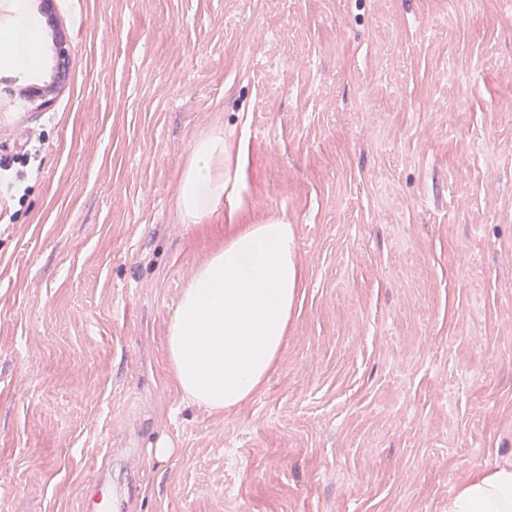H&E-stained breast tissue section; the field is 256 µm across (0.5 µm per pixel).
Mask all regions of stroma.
<instances>
[{
  "label": "stroma",
  "instance_id": "1",
  "mask_svg": "<svg viewBox=\"0 0 512 512\" xmlns=\"http://www.w3.org/2000/svg\"><path fill=\"white\" fill-rule=\"evenodd\" d=\"M53 3L67 81L40 94L47 42L0 67L44 135L0 223V512H79L105 469L126 512H447L512 456V0ZM241 112L303 283L262 387L211 410L166 343L233 227L175 199Z\"/></svg>",
  "mask_w": 512,
  "mask_h": 512
}]
</instances>
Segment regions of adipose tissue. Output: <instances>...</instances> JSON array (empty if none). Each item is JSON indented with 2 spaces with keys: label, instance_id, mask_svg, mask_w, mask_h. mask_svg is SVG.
<instances>
[{
  "label": "adipose tissue",
  "instance_id": "1",
  "mask_svg": "<svg viewBox=\"0 0 512 512\" xmlns=\"http://www.w3.org/2000/svg\"><path fill=\"white\" fill-rule=\"evenodd\" d=\"M21 19L0 29V65L35 70L42 42L26 0ZM23 42L14 52L10 45ZM249 163L235 130L217 128L193 145L176 199L186 224H232L236 231L194 272L169 328L168 352L186 398L209 409H230L261 387L283 345L302 285L291 224L244 221ZM448 512H512V458L476 468L448 500Z\"/></svg>",
  "mask_w": 512,
  "mask_h": 512
}]
</instances>
